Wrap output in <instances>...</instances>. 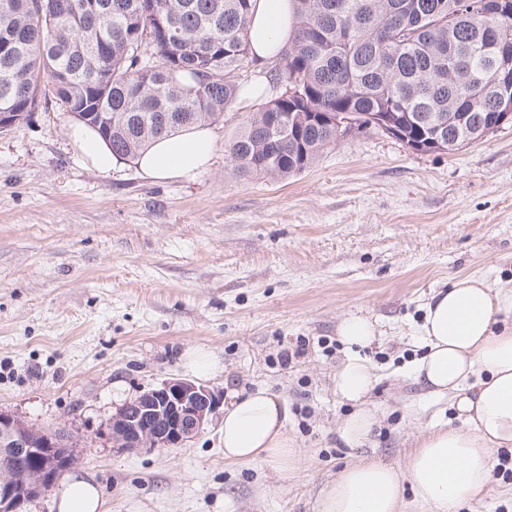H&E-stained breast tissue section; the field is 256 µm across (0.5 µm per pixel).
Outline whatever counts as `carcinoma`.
Listing matches in <instances>:
<instances>
[{"label": "carcinoma", "mask_w": 512, "mask_h": 512, "mask_svg": "<svg viewBox=\"0 0 512 512\" xmlns=\"http://www.w3.org/2000/svg\"><path fill=\"white\" fill-rule=\"evenodd\" d=\"M273 60L250 47V0H0V113L53 102L136 158L173 129L216 123L241 96L233 74L273 89L224 141L238 176L286 179L341 141L352 115L406 143L452 148L512 97V0H292Z\"/></svg>", "instance_id": "1"}]
</instances>
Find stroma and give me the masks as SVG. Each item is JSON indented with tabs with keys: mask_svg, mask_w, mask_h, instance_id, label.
Masks as SVG:
<instances>
[{
	"mask_svg": "<svg viewBox=\"0 0 512 512\" xmlns=\"http://www.w3.org/2000/svg\"><path fill=\"white\" fill-rule=\"evenodd\" d=\"M75 125L52 104L0 131V411L64 434L106 512H317L349 462L404 466L420 433L456 423L413 378L418 327L456 277L512 290V123L450 153L357 134L285 180L238 177L220 152L191 182L129 161L100 174ZM352 315L376 321L370 346L340 340ZM195 349L219 371L186 368ZM353 357L382 414L356 449L334 382ZM168 378L279 396L298 468L225 461L215 424L178 448L114 447L113 413ZM457 512H512V461Z\"/></svg>",
	"mask_w": 512,
	"mask_h": 512,
	"instance_id": "1",
	"label": "stroma"
}]
</instances>
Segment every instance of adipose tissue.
I'll list each match as a JSON object with an SVG mask.
<instances>
[{
	"instance_id": "adipose-tissue-1",
	"label": "adipose tissue",
	"mask_w": 512,
	"mask_h": 512,
	"mask_svg": "<svg viewBox=\"0 0 512 512\" xmlns=\"http://www.w3.org/2000/svg\"><path fill=\"white\" fill-rule=\"evenodd\" d=\"M294 32L290 0H253L249 41L256 56L278 55ZM78 159L108 175L119 159L111 145L87 126L74 129ZM217 137L194 124L146 146L135 163L150 180L197 179L212 162ZM420 334L426 354L413 370L416 382L439 399H450L458 425L418 436L404 467L358 461L342 469L323 489L318 512H401L403 491L428 512H454L485 491L495 466L493 451L512 449V291L475 277L456 279L425 305ZM377 378L360 359L336 373V391L356 409L337 434L348 447L363 444L378 416L366 404ZM282 400L259 390L235 397L222 419L224 458L230 462L265 460L287 470L292 453ZM57 512H105L102 488L93 476H73L60 491Z\"/></svg>"
}]
</instances>
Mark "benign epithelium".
<instances>
[{"label":"benign epithelium","mask_w":512,"mask_h":512,"mask_svg":"<svg viewBox=\"0 0 512 512\" xmlns=\"http://www.w3.org/2000/svg\"><path fill=\"white\" fill-rule=\"evenodd\" d=\"M132 415L120 408L112 415V443L120 448H175L198 436L219 408L211 388L187 379H169L142 392ZM67 440L27 426L0 412V467L7 470L26 458L41 461L38 471L22 474L12 483L0 482V512H20L32 499L51 488L73 463L59 449Z\"/></svg>","instance_id":"obj_1"}]
</instances>
